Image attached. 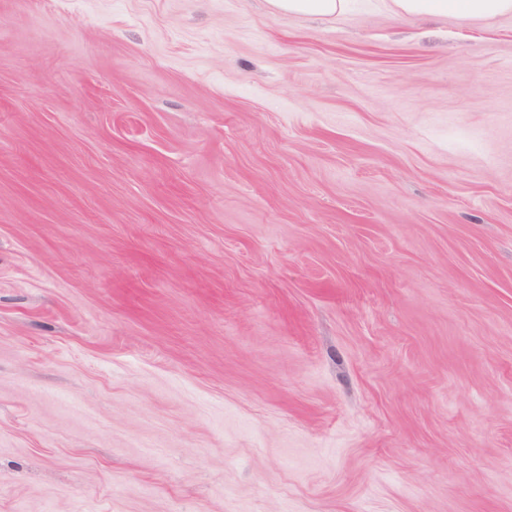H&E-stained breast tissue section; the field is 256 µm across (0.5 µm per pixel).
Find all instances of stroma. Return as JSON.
<instances>
[{"mask_svg": "<svg viewBox=\"0 0 512 512\" xmlns=\"http://www.w3.org/2000/svg\"><path fill=\"white\" fill-rule=\"evenodd\" d=\"M0 512H512V16L0 0Z\"/></svg>", "mask_w": 512, "mask_h": 512, "instance_id": "obj_1", "label": "stroma"}]
</instances>
